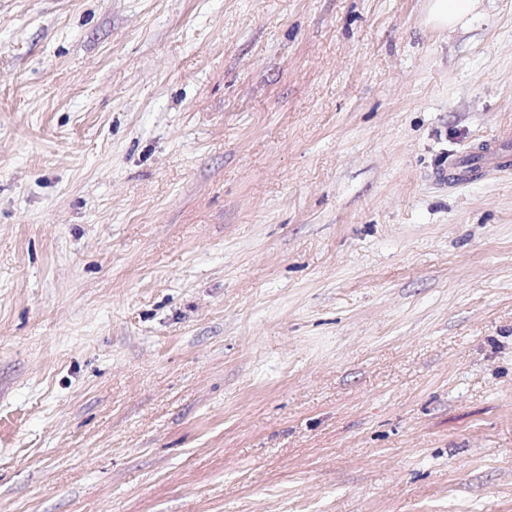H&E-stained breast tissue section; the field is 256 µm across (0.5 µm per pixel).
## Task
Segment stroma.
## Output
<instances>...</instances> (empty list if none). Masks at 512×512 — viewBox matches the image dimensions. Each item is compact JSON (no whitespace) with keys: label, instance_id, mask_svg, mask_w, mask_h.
<instances>
[{"label":"stroma","instance_id":"1","mask_svg":"<svg viewBox=\"0 0 512 512\" xmlns=\"http://www.w3.org/2000/svg\"><path fill=\"white\" fill-rule=\"evenodd\" d=\"M0 0V512H512V0ZM429 20L449 32L465 27L479 13L482 0H429ZM509 133L495 139L483 140L474 151L479 159L492 161L500 171H508L512 167V150H510Z\"/></svg>","mask_w":512,"mask_h":512}]
</instances>
